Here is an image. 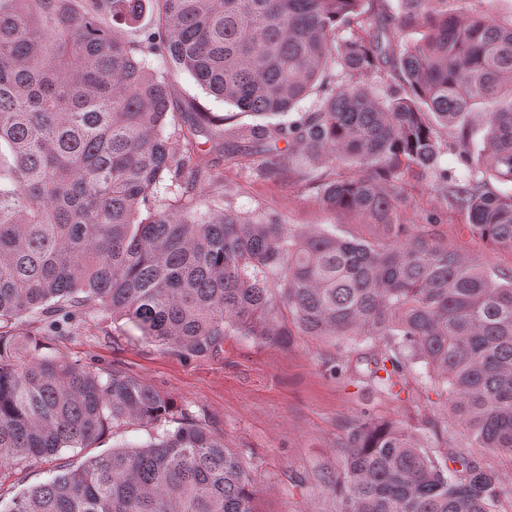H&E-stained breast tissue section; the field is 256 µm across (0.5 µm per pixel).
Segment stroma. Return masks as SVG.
I'll use <instances>...</instances> for the list:
<instances>
[{"label":"stroma","mask_w":512,"mask_h":512,"mask_svg":"<svg viewBox=\"0 0 512 512\" xmlns=\"http://www.w3.org/2000/svg\"><path fill=\"white\" fill-rule=\"evenodd\" d=\"M171 101L178 110L230 116L236 126L255 121L210 95L185 72L171 84ZM223 175L206 198L212 206L244 214L268 211L282 223L312 230L334 224L347 236L366 232L355 216L325 211L303 186L265 180L229 163ZM436 211L444 218L436 231L449 245L483 266L512 269L511 253L473 238L463 216L445 209L431 189L410 191L403 221L423 224ZM46 341L73 363L136 376L167 395L175 411L191 413L222 435L225 447L256 480L260 512H336V494L322 476L336 471L337 444L353 420L364 415L400 421L440 459L448 457L444 394L411 383L398 398L378 397L346 371L341 353L324 339L298 333L283 343L231 337L219 355L186 357L139 332H120L110 317L91 312L76 322L72 335H50ZM81 462L68 450L50 460L23 461L0 484V500L10 501L45 482L59 466L74 468Z\"/></svg>","instance_id":"stroma-1"}]
</instances>
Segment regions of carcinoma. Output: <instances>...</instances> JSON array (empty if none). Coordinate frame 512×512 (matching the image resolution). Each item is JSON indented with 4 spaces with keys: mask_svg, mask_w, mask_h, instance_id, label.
<instances>
[{
    "mask_svg": "<svg viewBox=\"0 0 512 512\" xmlns=\"http://www.w3.org/2000/svg\"><path fill=\"white\" fill-rule=\"evenodd\" d=\"M155 59L259 117L328 92L275 125L185 121ZM202 134L225 161L304 183L379 233L200 209L221 181ZM448 151L459 169L440 166ZM491 177L512 182V23L490 13L448 0H0V482L30 457L152 429L0 512H259L223 437L185 414L158 430L167 396L66 360L17 331L24 317L62 336L99 311L204 357L231 336L285 335L286 308L374 394L397 397L414 374L447 394L472 447L512 461V270L469 262L430 229L437 214L400 220L407 180L431 183L477 239L512 253V195ZM339 448L336 512H503L492 467L450 444L452 470L396 421L357 420Z\"/></svg>",
    "mask_w": 512,
    "mask_h": 512,
    "instance_id": "obj_1",
    "label": "carcinoma"
}]
</instances>
